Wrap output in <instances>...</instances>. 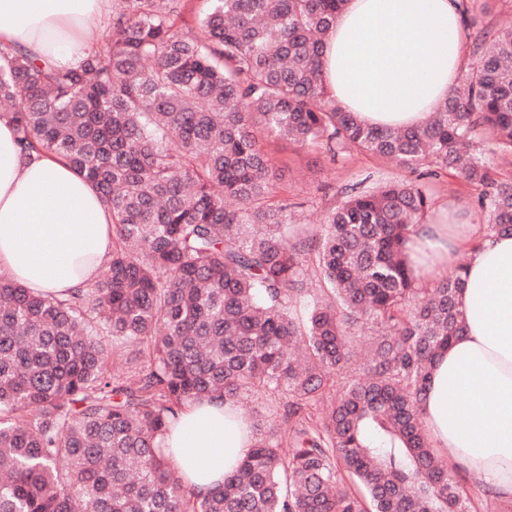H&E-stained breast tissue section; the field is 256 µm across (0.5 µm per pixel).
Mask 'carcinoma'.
Here are the masks:
<instances>
[{"mask_svg":"<svg viewBox=\"0 0 512 512\" xmlns=\"http://www.w3.org/2000/svg\"><path fill=\"white\" fill-rule=\"evenodd\" d=\"M113 0L73 66L0 44V117L66 159L112 213V255L56 297L0 275V512H477L421 423L436 356L463 335L458 266L417 287L410 227L448 171L512 232V29L417 128L364 125L327 97L323 43L347 0ZM268 138L417 174L346 195L310 241L283 232ZM327 287H313L311 272ZM144 358L114 378L116 349ZM344 376L327 396L329 381ZM287 399L289 448L255 415L250 455L200 498L161 447L188 401Z\"/></svg>","mask_w":512,"mask_h":512,"instance_id":"carcinoma-1","label":"carcinoma"}]
</instances>
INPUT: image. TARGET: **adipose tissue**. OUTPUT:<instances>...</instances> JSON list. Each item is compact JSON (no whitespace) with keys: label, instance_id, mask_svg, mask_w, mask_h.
<instances>
[{"label":"adipose tissue","instance_id":"1","mask_svg":"<svg viewBox=\"0 0 512 512\" xmlns=\"http://www.w3.org/2000/svg\"><path fill=\"white\" fill-rule=\"evenodd\" d=\"M104 0H0V41L37 62L75 61ZM465 32L457 0H348L324 43L325 91L370 126L418 127L454 87ZM408 246L424 281L468 251L463 336L436 360L422 400L432 447L473 485L512 500V234L418 224ZM112 252V215L53 156L22 158L0 118V275L62 296L92 283ZM248 417L220 398L191 401L163 445L195 495L249 455Z\"/></svg>","mask_w":512,"mask_h":512}]
</instances>
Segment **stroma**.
I'll return each mask as SVG.
<instances>
[{
    "mask_svg": "<svg viewBox=\"0 0 512 512\" xmlns=\"http://www.w3.org/2000/svg\"><path fill=\"white\" fill-rule=\"evenodd\" d=\"M471 21L466 42L474 44L483 33L512 28V0H470ZM264 148L281 174L280 183L290 201L296 202L294 222L303 237H312L323 213L337 205L345 189L363 191L383 183L410 178L397 162L369 155H330L321 148H302L280 139L265 141ZM432 207L425 221L446 223V212L455 208L469 223L484 224L473 208L480 189L453 173L425 182Z\"/></svg>",
    "mask_w": 512,
    "mask_h": 512,
    "instance_id": "stroma-1",
    "label": "stroma"
}]
</instances>
